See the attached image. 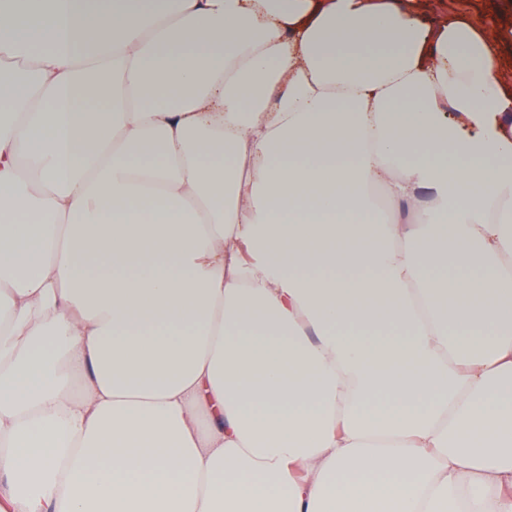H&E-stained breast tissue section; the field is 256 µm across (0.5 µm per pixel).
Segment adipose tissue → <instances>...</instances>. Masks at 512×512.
Here are the masks:
<instances>
[{"instance_id":"obj_1","label":"adipose tissue","mask_w":512,"mask_h":512,"mask_svg":"<svg viewBox=\"0 0 512 512\" xmlns=\"http://www.w3.org/2000/svg\"><path fill=\"white\" fill-rule=\"evenodd\" d=\"M143 4L0 0V512H512L500 40Z\"/></svg>"}]
</instances>
